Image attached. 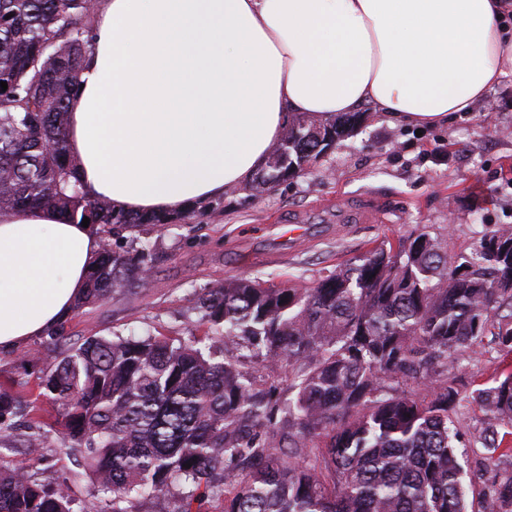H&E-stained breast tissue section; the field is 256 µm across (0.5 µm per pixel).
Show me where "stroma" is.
<instances>
[{
  "label": "stroma",
  "mask_w": 512,
  "mask_h": 512,
  "mask_svg": "<svg viewBox=\"0 0 512 512\" xmlns=\"http://www.w3.org/2000/svg\"><path fill=\"white\" fill-rule=\"evenodd\" d=\"M487 99L498 107L492 119L476 109L420 133L370 113L318 164L268 192L234 189L216 210H188L184 223L112 234V245L125 250L149 246L148 273L139 286L114 289L72 313L67 342L112 334L190 342L204 333L199 299L219 283L258 277L309 287L376 245L422 231L442 238L449 258L471 256L483 237L512 226V76ZM338 205L370 207L374 218L327 222L326 211ZM34 347L30 341L0 352V383H18L34 414L44 416L49 405L39 395L37 370L26 364ZM241 369L257 396L280 404L291 399L286 364L245 359ZM448 369L466 393L453 418L469 443L460 462L478 504L495 472L474 447L486 419L476 392L512 375V355L482 343L456 353Z\"/></svg>",
  "instance_id": "35a3bbf8"
}]
</instances>
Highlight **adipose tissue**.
Here are the masks:
<instances>
[{
	"mask_svg": "<svg viewBox=\"0 0 512 512\" xmlns=\"http://www.w3.org/2000/svg\"><path fill=\"white\" fill-rule=\"evenodd\" d=\"M510 75L512 0H103L68 144L89 197L182 213L245 185L294 116L435 128ZM99 249L57 212L0 213V351L71 315Z\"/></svg>",
	"mask_w": 512,
	"mask_h": 512,
	"instance_id": "obj_1",
	"label": "adipose tissue"
}]
</instances>
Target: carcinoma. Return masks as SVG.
I'll return each instance as SVG.
<instances>
[{"mask_svg":"<svg viewBox=\"0 0 512 512\" xmlns=\"http://www.w3.org/2000/svg\"><path fill=\"white\" fill-rule=\"evenodd\" d=\"M87 0H0V212L53 209L96 226L102 245L75 310L137 284L147 247L117 251L116 229L138 232L178 216L116 212L88 196L67 141L69 102L93 42ZM368 119L345 112L326 124L296 119L266 165L268 189L313 165L324 135L339 141ZM512 228L481 239L474 256L448 260L437 236L419 233L338 265L313 286L233 279L208 291L201 308L219 353L157 336H91L60 349L65 324L43 345L53 361L37 387L55 412L68 453L84 460L109 512L138 499L176 497V512H468L461 435L449 410L463 399L448 360L482 341L490 319L512 306ZM512 354V321L495 326ZM285 362L295 397L280 409L253 396L241 358ZM411 377L430 400L388 382ZM487 416L485 459L512 456V376L477 392ZM291 433L284 447L275 412ZM45 423L0 384V447L28 430L24 472L0 469V512L74 510L70 478L42 467ZM191 467L186 468L184 464ZM480 512H512V473L495 483Z\"/></svg>","mask_w":512,"mask_h":512,"instance_id":"obj_1","label":"carcinoma"}]
</instances>
